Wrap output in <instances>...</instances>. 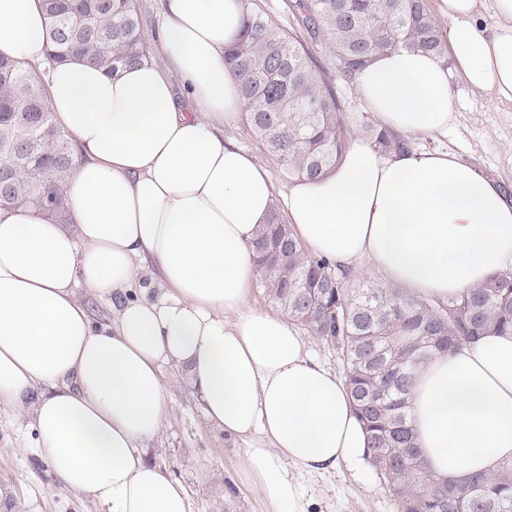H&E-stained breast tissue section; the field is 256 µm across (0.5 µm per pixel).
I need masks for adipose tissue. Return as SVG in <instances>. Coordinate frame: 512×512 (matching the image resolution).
<instances>
[{"instance_id":"adipose-tissue-1","label":"adipose tissue","mask_w":512,"mask_h":512,"mask_svg":"<svg viewBox=\"0 0 512 512\" xmlns=\"http://www.w3.org/2000/svg\"><path fill=\"white\" fill-rule=\"evenodd\" d=\"M444 55L399 48L356 74L379 127L434 138L455 121L450 73L512 104V0H441ZM166 69L112 75L79 60L48 74L78 155L69 222L0 208V407L31 419L34 452L103 512H191L185 488L144 459L167 412L163 368L186 373L212 425L245 449L243 483L268 512H304L301 474L370 471L345 378L312 359L297 325L251 299V243L280 204L295 235L337 268L440 302L512 269V204L448 151L382 152L348 137L335 169L279 190L224 136L243 107L224 63L240 0H158ZM41 0H0V56L47 53ZM179 77L191 108L179 103ZM161 289H136L143 265ZM111 301L94 324L78 290ZM430 472L459 481L512 459V334L488 333L418 372L410 398Z\"/></svg>"}]
</instances>
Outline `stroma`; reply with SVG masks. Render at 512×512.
Returning <instances> with one entry per match:
<instances>
[{"label":"stroma","mask_w":512,"mask_h":512,"mask_svg":"<svg viewBox=\"0 0 512 512\" xmlns=\"http://www.w3.org/2000/svg\"><path fill=\"white\" fill-rule=\"evenodd\" d=\"M456 120L447 135L412 138L413 146H436L494 178L512 199V107L450 79ZM168 416L146 459L187 489L192 512H267L263 497L240 485L238 471L253 439L225 434L204 417L199 398L184 378L164 371ZM34 433H21L11 409H0V489L8 512H100L87 494L63 488L48 463L31 450ZM307 512H396L393 496L377 473L362 481L341 470L303 476Z\"/></svg>","instance_id":"obj_1"}]
</instances>
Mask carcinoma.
Listing matches in <instances>:
<instances>
[{"label":"carcinoma","instance_id":"cac0c4a2","mask_svg":"<svg viewBox=\"0 0 512 512\" xmlns=\"http://www.w3.org/2000/svg\"><path fill=\"white\" fill-rule=\"evenodd\" d=\"M238 39L224 61L240 81L256 147L289 177L317 178L336 165L346 110L309 44L352 80L375 55L408 48L441 55L426 0H294L284 28L258 0H242ZM48 65L78 56L115 73L151 57L140 0H43ZM47 70L0 58V206L64 220L77 155L49 108ZM363 130L384 153L410 141ZM259 288L315 339L341 350L355 412L370 435L371 464L397 512H512V461L458 484L437 480L414 445L409 398L418 371L488 331L512 332V269L442 304L395 285H350L351 274L297 240L278 207L253 243Z\"/></svg>","mask_w":512,"mask_h":512}]
</instances>
